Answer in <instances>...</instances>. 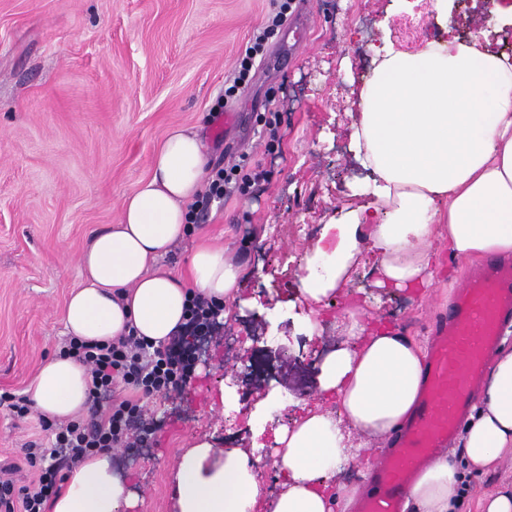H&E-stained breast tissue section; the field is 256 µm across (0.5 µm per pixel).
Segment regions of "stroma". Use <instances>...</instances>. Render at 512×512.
I'll list each match as a JSON object with an SVG mask.
<instances>
[{
  "mask_svg": "<svg viewBox=\"0 0 512 512\" xmlns=\"http://www.w3.org/2000/svg\"><path fill=\"white\" fill-rule=\"evenodd\" d=\"M428 3L294 0L252 84L228 99L240 55L279 0H0V393H27L43 360L59 355L63 310L83 281L78 258L117 223L172 128L197 130L211 164L245 151L267 172L213 200L157 262L188 278L191 252L208 243L243 274L189 383L147 401L157 444L115 455L133 512H174V469L200 439L245 451L263 486L276 488L275 434L316 404L320 366L348 340L352 301L423 347L447 314L468 267L444 242L428 298L375 287L361 264L312 330L299 293L322 225L366 200L370 172L349 147V113L373 47L413 52L452 34L488 38L512 58V32L500 33L486 0H459L446 15ZM227 111L235 122L223 135ZM271 113L280 140L270 146L261 119ZM39 432L37 418L0 409V461ZM470 480L467 509L479 512L481 499L512 488V459Z\"/></svg>",
  "mask_w": 512,
  "mask_h": 512,
  "instance_id": "obj_1",
  "label": "stroma"
}]
</instances>
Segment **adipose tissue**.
Listing matches in <instances>:
<instances>
[{
    "label": "adipose tissue",
    "instance_id": "ef3b65f1",
    "mask_svg": "<svg viewBox=\"0 0 512 512\" xmlns=\"http://www.w3.org/2000/svg\"><path fill=\"white\" fill-rule=\"evenodd\" d=\"M354 95L350 141L372 173L370 199L324 225L337 243L307 259L300 280L307 304L316 308L341 294L365 260L377 287L426 291L438 273L439 240L460 260L512 254V61L457 38L412 53L390 49ZM205 150L196 131H170L118 223L81 254L84 285L63 312L66 335L108 341L132 330L166 343L185 322L188 289L218 302L235 298L243 270L220 247L192 254L191 286L148 271L188 232L189 206L208 167ZM345 318L348 341L321 366L320 404L276 433L281 482L268 512H348L358 487H334L331 479L371 440L402 426L417 403L422 350L393 330L369 326L360 308H348ZM31 391L47 417H73L88 406L86 368L52 357ZM461 443L476 472L512 454V352L495 360ZM456 474L447 457L422 470L408 492L414 512H452ZM175 479L176 512H252L261 495L247 454L227 456L205 440L181 455ZM66 483L52 512H130L135 505L108 451L73 469Z\"/></svg>",
    "mask_w": 512,
    "mask_h": 512
}]
</instances>
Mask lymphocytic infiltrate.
<instances>
[{
    "label": "lymphocytic infiltrate",
    "mask_w": 512,
    "mask_h": 512,
    "mask_svg": "<svg viewBox=\"0 0 512 512\" xmlns=\"http://www.w3.org/2000/svg\"><path fill=\"white\" fill-rule=\"evenodd\" d=\"M220 311V304L193 296L183 333L165 346H154L132 332L104 343L66 339L62 354L85 365L90 377L88 413L55 424L40 419L47 442L31 440L23 448L25 461L36 467L33 479L17 485V464H0V512H47L67 472L86 458L104 450L142 447L152 434L143 419V399L189 382L192 363L184 344L213 324ZM119 382L130 386L132 395H116Z\"/></svg>",
    "instance_id": "f902f5d3"
}]
</instances>
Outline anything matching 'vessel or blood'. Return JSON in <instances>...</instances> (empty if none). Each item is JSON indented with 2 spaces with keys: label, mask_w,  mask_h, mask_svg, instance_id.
<instances>
[{
  "label": "vessel or blood",
  "mask_w": 512,
  "mask_h": 512,
  "mask_svg": "<svg viewBox=\"0 0 512 512\" xmlns=\"http://www.w3.org/2000/svg\"><path fill=\"white\" fill-rule=\"evenodd\" d=\"M511 326L512 261H487L456 290L447 317L435 322L415 412L379 458L374 488L357 512H407L412 482L454 439L492 353Z\"/></svg>",
  "instance_id": "1"
}]
</instances>
